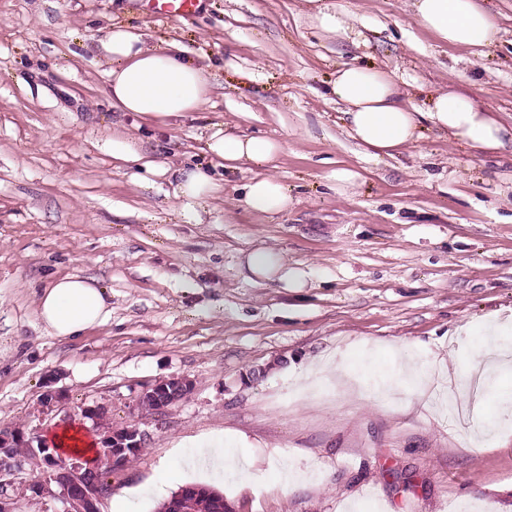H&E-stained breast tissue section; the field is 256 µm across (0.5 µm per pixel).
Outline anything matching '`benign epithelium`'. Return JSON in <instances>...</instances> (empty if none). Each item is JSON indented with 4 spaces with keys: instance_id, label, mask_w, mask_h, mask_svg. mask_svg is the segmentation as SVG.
Here are the masks:
<instances>
[{
    "instance_id": "obj_1",
    "label": "benign epithelium",
    "mask_w": 512,
    "mask_h": 512,
    "mask_svg": "<svg viewBox=\"0 0 512 512\" xmlns=\"http://www.w3.org/2000/svg\"><path fill=\"white\" fill-rule=\"evenodd\" d=\"M191 390L186 379H170L146 387L138 405L150 403L153 412L162 414L183 400ZM96 442L97 458L93 464H82L63 458L58 449L39 436H27L15 430L0 429V512H18L17 498L7 493L2 478L24 467L30 454L36 456L40 475L29 485L37 495L57 487L54 497L62 504L59 512H99L98 503L104 486L99 474L125 465V460L147 440V433L137 427L107 426L99 430Z\"/></svg>"
}]
</instances>
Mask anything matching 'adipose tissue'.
Returning <instances> with one entry per match:
<instances>
[{
  "mask_svg": "<svg viewBox=\"0 0 512 512\" xmlns=\"http://www.w3.org/2000/svg\"><path fill=\"white\" fill-rule=\"evenodd\" d=\"M412 8L421 27L452 47H486L499 33L497 17L480 0H413ZM103 49L113 62L106 72L108 95L121 111L162 122L201 111L211 101L213 86L202 67L145 46L128 29H112ZM332 93L345 106L349 136L371 157H392L413 144L425 119L450 139L486 151L512 143V125L451 89L436 93L427 113L417 112L409 106L402 84L381 69L342 68ZM207 148L225 162L258 166L269 163L278 151L272 140L228 134L220 126L208 135ZM223 191L219 182L199 170L183 168L174 197L183 217L196 222L208 200ZM244 197L248 211L259 217L283 213L291 203L287 188L269 176L251 180ZM37 314L46 334L70 338L104 323L110 310L102 288L84 278L64 276L44 289ZM190 444L194 455L175 463L180 481L219 482L224 473L223 438L194 437Z\"/></svg>",
  "mask_w": 512,
  "mask_h": 512,
  "instance_id": "obj_1",
  "label": "adipose tissue"
}]
</instances>
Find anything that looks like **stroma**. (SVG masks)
Instances as JSON below:
<instances>
[{"mask_svg":"<svg viewBox=\"0 0 512 512\" xmlns=\"http://www.w3.org/2000/svg\"><path fill=\"white\" fill-rule=\"evenodd\" d=\"M321 3L352 16L350 36L322 33L305 0H202L180 19L141 0H0V429L92 436L84 411L103 406L113 426L146 431L104 473L100 512L152 475L178 491L161 461L217 433L229 464L258 458L218 488L232 512H512V412L493 392L463 422L448 398L477 352L512 346V146L491 155L428 128L396 158H368L329 93L337 69L374 66L418 111L451 85L512 118V0H485L500 30L481 56L422 29L410 0ZM115 25L177 44L206 71L210 104L159 130L114 110L102 43ZM218 124L281 150L262 168L222 167L206 147ZM116 129L152 170L113 160ZM183 167L224 185L197 224L177 213ZM339 167L361 174L343 195L326 179ZM259 174L287 186V212L247 211ZM258 247L283 254L303 287L252 276ZM63 276L93 280L111 310L74 339L44 333L36 313ZM403 354L450 368L431 390L384 397L362 365L389 371ZM324 358L345 360L361 392L305 395ZM170 378L191 381L187 397L142 414L140 392ZM49 389L60 402L46 414Z\"/></svg>","mask_w":512,"mask_h":512,"instance_id":"stroma-1","label":"stroma"}]
</instances>
